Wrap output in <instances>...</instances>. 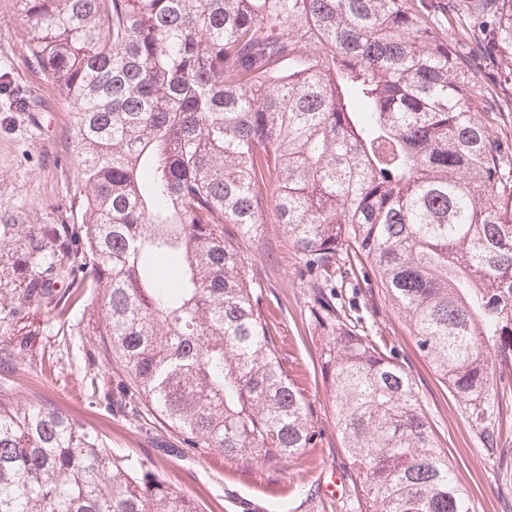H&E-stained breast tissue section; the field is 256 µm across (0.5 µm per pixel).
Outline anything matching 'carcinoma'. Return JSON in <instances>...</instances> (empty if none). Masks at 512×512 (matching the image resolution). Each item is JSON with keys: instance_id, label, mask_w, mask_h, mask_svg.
<instances>
[{"instance_id": "cac0c4a2", "label": "carcinoma", "mask_w": 512, "mask_h": 512, "mask_svg": "<svg viewBox=\"0 0 512 512\" xmlns=\"http://www.w3.org/2000/svg\"><path fill=\"white\" fill-rule=\"evenodd\" d=\"M28 57L69 110L78 224H3L0 366L57 278L92 288L93 335L182 436L246 466L316 445L245 276L273 216L317 297L346 512H474L410 374L334 303L373 275L483 455L512 442V151L453 44L512 41V0H463L444 34L410 0H17ZM178 277L160 282L156 264ZM0 512H198L159 471L66 414L0 390Z\"/></svg>"}]
</instances>
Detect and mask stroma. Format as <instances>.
Wrapping results in <instances>:
<instances>
[{"label":"stroma","mask_w":512,"mask_h":512,"mask_svg":"<svg viewBox=\"0 0 512 512\" xmlns=\"http://www.w3.org/2000/svg\"><path fill=\"white\" fill-rule=\"evenodd\" d=\"M512 47L474 50L468 56L492 97L512 95ZM68 113L56 92L27 60V30L15 0H0V224L79 223L81 181L67 141ZM248 257L247 278L262 287L261 309L277 328L281 356L309 398L321 438L296 459L275 468L245 466L208 449H185L179 434L144 402L135 414L117 402L130 385L109 362L92 334L89 298L65 308L42 306L32 326L37 347L0 369V389L22 402L58 409L96 433L120 459L143 462L163 473L200 512H345L354 495L353 473L336 434L330 388L320 363L322 333L309 319L316 290L302 279L294 249L279 225L255 238H239ZM361 270H353L338 299L354 318L374 319L409 372L458 482L468 487L475 512H512V468L484 460L447 388L417 351L401 319L371 294ZM104 385L93 392L92 384ZM339 476L338 490L325 486Z\"/></svg>","instance_id":"35a3bbf8"}]
</instances>
